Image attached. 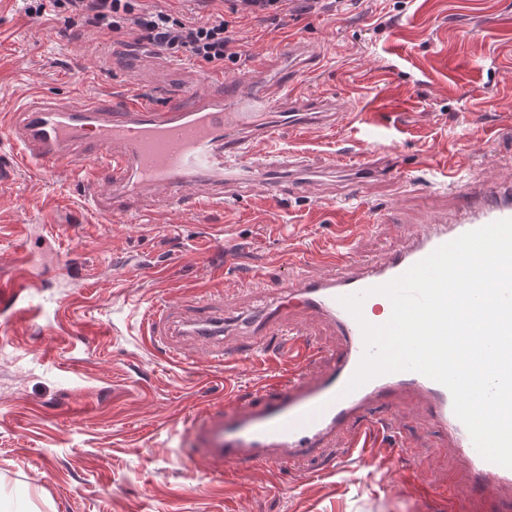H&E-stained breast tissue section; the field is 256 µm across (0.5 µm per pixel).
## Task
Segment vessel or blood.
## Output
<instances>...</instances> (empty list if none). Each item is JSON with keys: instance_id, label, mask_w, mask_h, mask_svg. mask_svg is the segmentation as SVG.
Here are the masks:
<instances>
[{"instance_id": "obj_1", "label": "vessel or blood", "mask_w": 512, "mask_h": 512, "mask_svg": "<svg viewBox=\"0 0 512 512\" xmlns=\"http://www.w3.org/2000/svg\"><path fill=\"white\" fill-rule=\"evenodd\" d=\"M263 74L262 65L255 63L247 64L235 79L208 71L163 102L121 107L80 92L65 100L38 93L0 119V137L20 147V164L33 162L45 170L63 166L82 173L88 199L116 224L130 223L134 208L148 210L147 200L158 190L175 210L200 198L223 200L242 188L279 196L283 174L309 179L320 174L307 154L281 160L276 148L279 129L323 125L336 103L321 97L315 111H296L294 72L282 75L274 96L254 91ZM433 177L462 197L459 217L431 219L406 246L377 261L353 264L340 251L323 254V273L294 274L281 296L248 325L251 357L267 358L280 344L288 349L289 368L265 377L248 395L225 400L223 414L210 428L205 470L211 479L227 482L247 468L276 471L284 466L310 475L321 456L339 445L358 464L389 467L393 458L380 452L387 437L394 438L398 456L408 463L398 469V478H410L409 465L418 453L399 438L398 420L386 408L412 396L470 471L466 491L454 485L441 490L448 512H490L496 490L512 489V469L481 457L442 384L401 371L377 376L351 392L346 389L364 353L360 320L378 324L382 310L391 306L378 286L464 233L512 218L511 179L485 187L469 185L445 168L435 170ZM15 251L25 277L40 280L39 263L28 258L26 225L18 227ZM362 291L367 297L358 320L340 299ZM223 299L222 289L208 288L189 298L153 302L142 316L150 348L167 360L182 362L185 350L171 339L177 329L212 344V360L231 362L221 344ZM42 311L40 289L15 280L0 283L1 328L35 321ZM296 313L327 323L339 336V350L330 354L327 369L305 371L313 348L291 320Z\"/></svg>"}]
</instances>
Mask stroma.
Wrapping results in <instances>:
<instances>
[{
    "instance_id": "stroma-1",
    "label": "stroma",
    "mask_w": 512,
    "mask_h": 512,
    "mask_svg": "<svg viewBox=\"0 0 512 512\" xmlns=\"http://www.w3.org/2000/svg\"><path fill=\"white\" fill-rule=\"evenodd\" d=\"M242 26L243 60L261 58L274 74L289 39L319 47L298 74L297 98H333L339 114L314 129L281 128L278 146L347 155L322 184L185 212L157 205L113 227L78 175L34 173L0 140V279L19 275L16 225L56 224L55 237L33 238L30 250L58 258L46 272L44 317L0 336V501L28 500L40 512H441L389 470L354 463L313 481L248 470L224 489L200 464L206 427L182 421L223 405L226 390L287 371L288 353L227 368L193 348L179 366L146 346L140 309L213 285L275 294L293 251L312 274L340 246L355 260L379 258L461 205L433 184V168L475 182L512 176V0H288L278 17ZM205 68L127 52L117 35L87 31L53 7L33 18L21 0H0V115L31 94L61 98L78 86L159 102ZM217 226L227 231L219 245ZM395 412L419 452L421 481L468 483L465 463L414 399Z\"/></svg>"
}]
</instances>
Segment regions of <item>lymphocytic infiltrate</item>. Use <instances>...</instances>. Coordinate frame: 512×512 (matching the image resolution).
Masks as SVG:
<instances>
[{
  "instance_id": "lymphocytic-infiltrate-1",
  "label": "lymphocytic infiltrate",
  "mask_w": 512,
  "mask_h": 512,
  "mask_svg": "<svg viewBox=\"0 0 512 512\" xmlns=\"http://www.w3.org/2000/svg\"><path fill=\"white\" fill-rule=\"evenodd\" d=\"M284 2L227 0V10L216 8L199 18L160 7L147 8L140 0H53V5L78 18L87 30L123 34L130 46L187 55L221 66L241 57L243 38L233 25L234 19L278 15Z\"/></svg>"
}]
</instances>
